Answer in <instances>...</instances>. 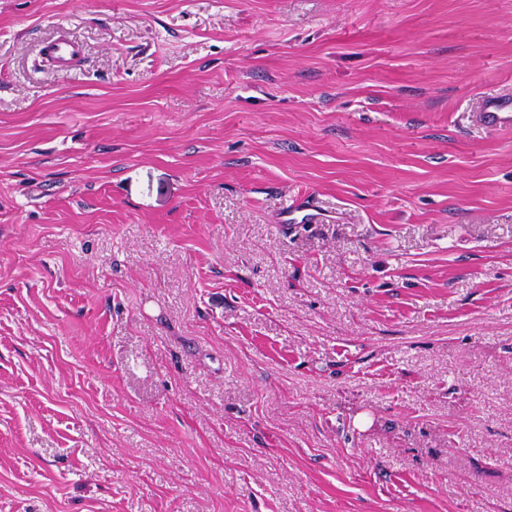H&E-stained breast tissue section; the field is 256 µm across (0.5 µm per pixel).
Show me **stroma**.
Here are the masks:
<instances>
[{
    "mask_svg": "<svg viewBox=\"0 0 512 512\" xmlns=\"http://www.w3.org/2000/svg\"><path fill=\"white\" fill-rule=\"evenodd\" d=\"M509 88L512 0H0V512H512ZM42 50L61 71L65 72L72 70L82 55L81 46L69 39H57L49 42ZM476 122L486 129L512 130V92H499L486 96L479 112L475 114ZM317 216L309 195L302 193L293 198L284 208L280 216V224H278V227L282 230H287L291 224H316L318 220Z\"/></svg>",
    "mask_w": 512,
    "mask_h": 512,
    "instance_id": "1",
    "label": "stroma"
}]
</instances>
